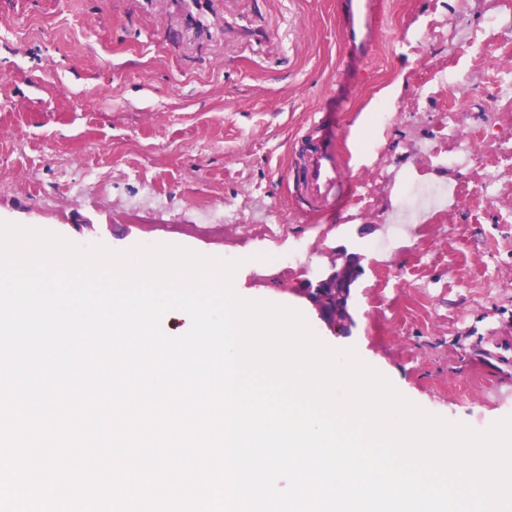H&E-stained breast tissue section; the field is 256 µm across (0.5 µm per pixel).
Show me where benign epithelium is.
Masks as SVG:
<instances>
[{
  "instance_id": "benign-epithelium-1",
  "label": "benign epithelium",
  "mask_w": 512,
  "mask_h": 512,
  "mask_svg": "<svg viewBox=\"0 0 512 512\" xmlns=\"http://www.w3.org/2000/svg\"><path fill=\"white\" fill-rule=\"evenodd\" d=\"M359 275L354 258L345 261L342 267L314 281H308L299 293L311 304L317 317L331 330L344 329L350 322L348 302L351 289Z\"/></svg>"
}]
</instances>
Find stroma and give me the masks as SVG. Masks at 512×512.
<instances>
[{
  "label": "stroma",
  "mask_w": 512,
  "mask_h": 512,
  "mask_svg": "<svg viewBox=\"0 0 512 512\" xmlns=\"http://www.w3.org/2000/svg\"><path fill=\"white\" fill-rule=\"evenodd\" d=\"M455 31L412 44L427 17ZM490 0H382L376 43L341 59L334 0H0V220L80 245L169 243L240 259L237 291L300 310L327 344L359 356L425 410L477 430L512 415V171L455 223L390 228L415 179L472 185L431 165L441 125L426 68L462 128L512 134V112L475 108L499 56L472 61ZM335 112L350 184L302 211L283 180L307 114ZM380 109L365 149L364 112ZM305 250L287 273L263 257ZM359 259L351 324L329 330L298 293Z\"/></svg>",
  "instance_id": "stroma-1"
}]
</instances>
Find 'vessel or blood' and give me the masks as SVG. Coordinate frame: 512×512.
Listing matches in <instances>:
<instances>
[{
	"label": "vessel or blood",
	"mask_w": 512,
	"mask_h": 512,
	"mask_svg": "<svg viewBox=\"0 0 512 512\" xmlns=\"http://www.w3.org/2000/svg\"><path fill=\"white\" fill-rule=\"evenodd\" d=\"M342 51L345 55L368 54L373 41L376 0H338ZM301 150L299 163L286 167L284 177L301 187L307 210L316 212L346 181V155L340 132L334 131L326 112L312 113L294 139Z\"/></svg>",
	"instance_id": "b4317fda"
}]
</instances>
